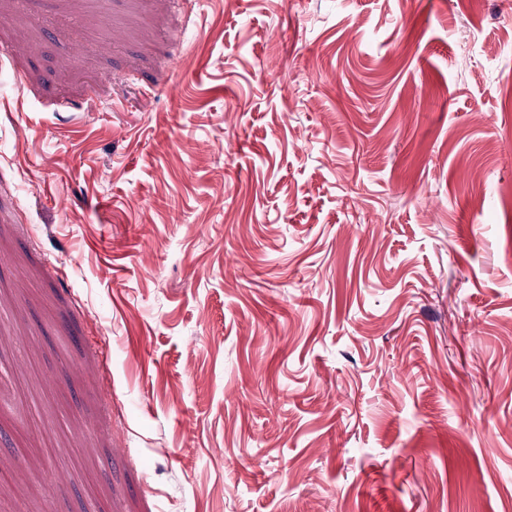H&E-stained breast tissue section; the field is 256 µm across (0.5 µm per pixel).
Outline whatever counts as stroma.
I'll return each instance as SVG.
<instances>
[{
	"label": "stroma",
	"mask_w": 512,
	"mask_h": 512,
	"mask_svg": "<svg viewBox=\"0 0 512 512\" xmlns=\"http://www.w3.org/2000/svg\"><path fill=\"white\" fill-rule=\"evenodd\" d=\"M101 507L512 512V0H0V512Z\"/></svg>",
	"instance_id": "35a3bbf8"
}]
</instances>
